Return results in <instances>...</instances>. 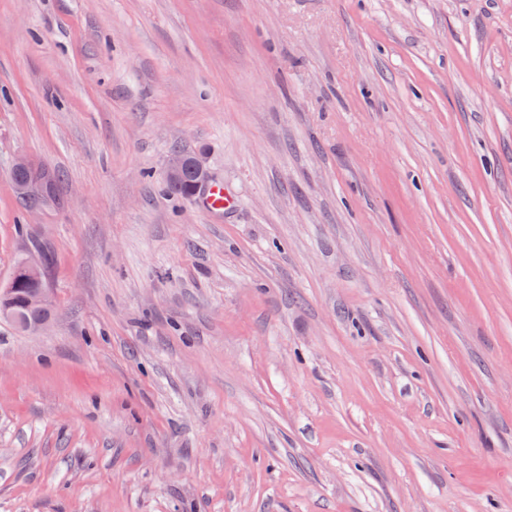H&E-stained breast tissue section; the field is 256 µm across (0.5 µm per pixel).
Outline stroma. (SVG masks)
<instances>
[{"label": "stroma", "instance_id": "35a3bbf8", "mask_svg": "<svg viewBox=\"0 0 512 512\" xmlns=\"http://www.w3.org/2000/svg\"><path fill=\"white\" fill-rule=\"evenodd\" d=\"M37 249L0 512H512V0H0ZM185 166H186V163L182 164L181 160L178 157H172L170 159V162H169L165 172H164V176H165L166 180L170 183L181 182L183 175H184ZM167 181H166V183L171 190H173L183 196H188V195L193 194L191 183L187 182V183L182 184L181 186H176V185H172V184L168 183ZM235 204L236 201L225 193L224 185L218 182L208 187L205 199L202 201L205 210L220 214L232 210Z\"/></svg>", "mask_w": 512, "mask_h": 512}]
</instances>
